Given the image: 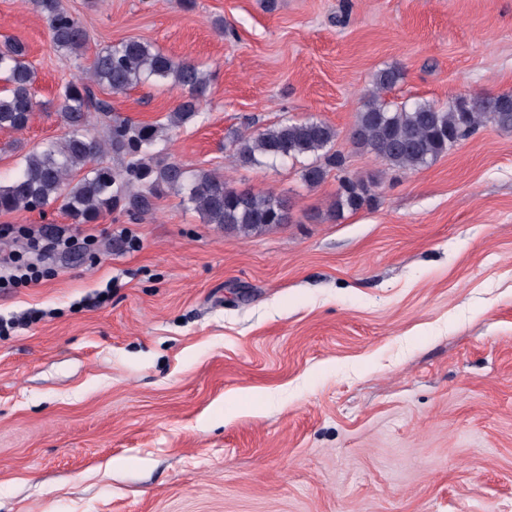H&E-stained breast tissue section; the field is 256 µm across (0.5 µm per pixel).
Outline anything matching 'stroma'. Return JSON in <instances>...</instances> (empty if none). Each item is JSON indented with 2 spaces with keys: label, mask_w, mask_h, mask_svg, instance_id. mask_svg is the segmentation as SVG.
<instances>
[{
  "label": "stroma",
  "mask_w": 512,
  "mask_h": 512,
  "mask_svg": "<svg viewBox=\"0 0 512 512\" xmlns=\"http://www.w3.org/2000/svg\"><path fill=\"white\" fill-rule=\"evenodd\" d=\"M181 2L62 0L92 50L139 38L211 70L163 157L288 199L290 220L242 237L173 192L93 224L57 202L0 214L94 238L0 292L1 319L42 314L0 336V512H512V132L482 126L404 173L350 139L391 65L394 107L512 92V0ZM3 36L38 106L0 129L1 183L66 136L57 97L92 60H61L27 0H0ZM178 100L110 98L160 124ZM285 119L333 125L343 169L310 187L306 157L240 165L230 132ZM345 178L376 202L336 221Z\"/></svg>",
  "instance_id": "1"
}]
</instances>
